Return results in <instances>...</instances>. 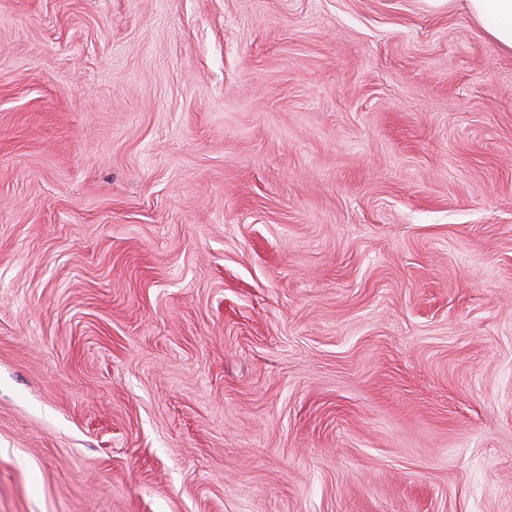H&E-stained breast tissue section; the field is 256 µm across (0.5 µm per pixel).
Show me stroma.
Returning <instances> with one entry per match:
<instances>
[{
  "label": "stroma",
  "instance_id": "obj_1",
  "mask_svg": "<svg viewBox=\"0 0 512 512\" xmlns=\"http://www.w3.org/2000/svg\"><path fill=\"white\" fill-rule=\"evenodd\" d=\"M0 512H512L465 0H0Z\"/></svg>",
  "mask_w": 512,
  "mask_h": 512
}]
</instances>
